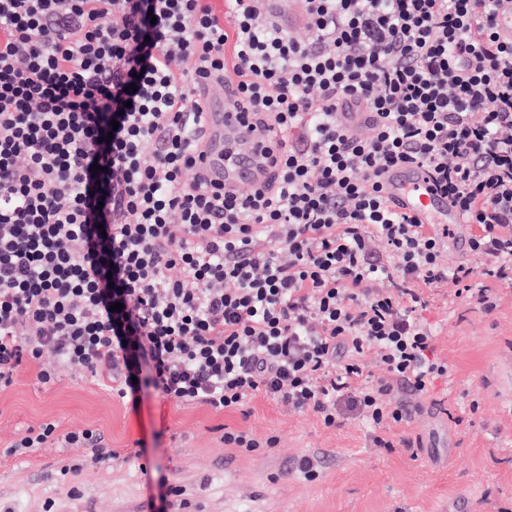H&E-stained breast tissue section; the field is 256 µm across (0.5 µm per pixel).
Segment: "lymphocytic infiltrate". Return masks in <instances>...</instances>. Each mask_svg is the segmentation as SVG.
<instances>
[{"instance_id":"obj_1","label":"lymphocytic infiltrate","mask_w":512,"mask_h":512,"mask_svg":"<svg viewBox=\"0 0 512 512\" xmlns=\"http://www.w3.org/2000/svg\"><path fill=\"white\" fill-rule=\"evenodd\" d=\"M301 2L305 40L265 0H0L1 390L52 353L126 403L345 406L393 447L396 384L449 371L428 291L490 312L512 288V41L501 0ZM209 83L280 146L266 186L195 176ZM409 162L470 218L484 284L385 197Z\"/></svg>"}]
</instances>
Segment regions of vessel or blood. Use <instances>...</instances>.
Here are the masks:
<instances>
[{
	"instance_id": "1",
	"label": "vessel or blood",
	"mask_w": 512,
	"mask_h": 512,
	"mask_svg": "<svg viewBox=\"0 0 512 512\" xmlns=\"http://www.w3.org/2000/svg\"><path fill=\"white\" fill-rule=\"evenodd\" d=\"M206 100L201 177L228 191L260 185L272 170L266 135L243 122L244 105L234 101L223 85L208 86ZM382 183L395 209L418 223L452 224L468 232V217L436 190L425 168L411 164L391 170L383 174Z\"/></svg>"
}]
</instances>
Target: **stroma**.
Returning <instances> with one entry per match:
<instances>
[{"mask_svg": "<svg viewBox=\"0 0 512 512\" xmlns=\"http://www.w3.org/2000/svg\"><path fill=\"white\" fill-rule=\"evenodd\" d=\"M434 292L424 316L436 333L434 354L453 370L427 397L404 389L408 407L397 448L373 446L371 428L344 415L324 427L310 410L254 399L240 411L181 405L143 391L138 405L113 398L90 373L45 357L55 367L44 384L22 362L13 386L0 391V512H63L70 503L139 512L143 479H151L153 512H512V406L499 367L512 359V293L495 310L449 301ZM55 423L58 436L28 455L13 444L28 427ZM99 429L112 460L89 465L62 434ZM273 448L225 447L224 428ZM318 471L305 480L301 459Z\"/></svg>", "mask_w": 512, "mask_h": 512, "instance_id": "35a3bbf8", "label": "stroma"}]
</instances>
